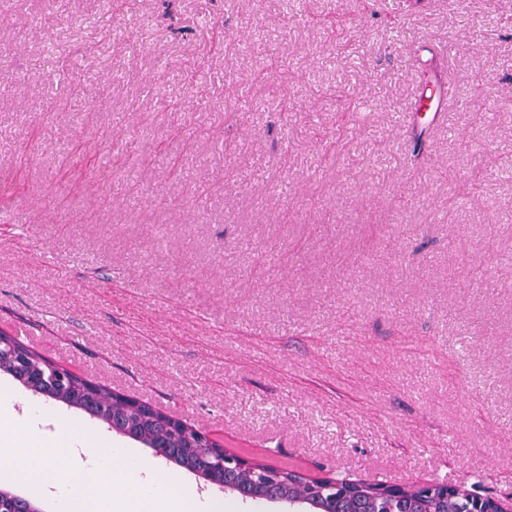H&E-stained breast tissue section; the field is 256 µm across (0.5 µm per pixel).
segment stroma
Returning <instances> with one entry per match:
<instances>
[{"label":"stroma","instance_id":"stroma-1","mask_svg":"<svg viewBox=\"0 0 512 512\" xmlns=\"http://www.w3.org/2000/svg\"><path fill=\"white\" fill-rule=\"evenodd\" d=\"M384 10L1 20L0 216L23 231L0 235V330L242 456L512 497V0ZM64 65L101 93L84 112L46 109ZM426 74L453 91L431 132L404 122Z\"/></svg>","mask_w":512,"mask_h":512}]
</instances>
